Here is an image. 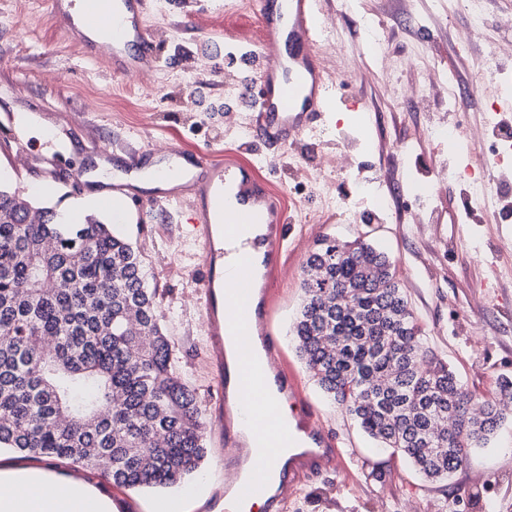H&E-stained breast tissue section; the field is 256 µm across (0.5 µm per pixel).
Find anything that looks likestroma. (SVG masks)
Listing matches in <instances>:
<instances>
[{"label": "stroma", "instance_id": "stroma-1", "mask_svg": "<svg viewBox=\"0 0 512 512\" xmlns=\"http://www.w3.org/2000/svg\"><path fill=\"white\" fill-rule=\"evenodd\" d=\"M146 22L158 37L159 65L144 77L115 76L85 59L75 37L54 31L45 0H0V183L32 206H48L77 222L93 215L111 221L90 175L98 166L92 144L106 146L113 171L126 170L125 147L146 158L170 143L201 151H235L256 164L280 194L296 192L283 270L274 282L272 333L282 360L344 451L351 471L317 473L286 512H512V419L484 448L472 449L442 483H427L408 461L375 448L341 407L310 377L289 336L300 308L303 267L323 238L363 239L385 251L405 289L432 352L448 362L477 396L491 395L498 380L512 379V148L494 168L495 195L482 209L469 206L468 183L445 178V169L473 166L469 143L456 147L427 134V127L461 124L488 136L508 119L499 83L512 78V61H497L500 28L512 0H483L482 36L466 41L469 17L462 0H318L326 42L317 55L329 82H343L317 129L291 146H270L250 130L252 109L243 95L259 69L245 65L259 27L243 0H148ZM383 26L388 58L368 50L370 31ZM415 65H407V57ZM395 80L430 94L427 105L392 100L377 79ZM474 79L478 91L467 111L449 110L447 89L430 93L427 72ZM26 121V140L62 134L55 186L35 183L44 165L19 167L10 150L8 115ZM430 194H420V185ZM344 205H337V197ZM119 231L142 253L157 289L172 348L171 365L195 390L206 424L218 407L219 373L208 360V337L198 303L203 267L190 204L146 202L130 208ZM85 480L126 512H213L224 494V465L208 447L203 470L164 491L112 486L103 476Z\"/></svg>", "mask_w": 512, "mask_h": 512}]
</instances>
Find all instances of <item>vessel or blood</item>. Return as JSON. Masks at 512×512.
<instances>
[{"mask_svg": "<svg viewBox=\"0 0 512 512\" xmlns=\"http://www.w3.org/2000/svg\"><path fill=\"white\" fill-rule=\"evenodd\" d=\"M76 2L79 16L75 19L61 20L63 0H47V9L50 17L60 18V33L78 38L86 58L119 75H143L156 68L155 36L145 24L147 0ZM315 6L316 0H251V10L261 27L258 57L262 61L259 90L252 97V126L275 145L293 143L331 107L332 89L313 51L320 33ZM103 27L112 30V49L108 52L88 36L89 30ZM154 163L182 167L177 178L155 186L154 194L171 205L190 201L197 215L205 269L202 305L204 325L211 337V359L223 362L225 335L236 338L235 367L225 370L222 392H234L236 404L253 430L266 439L267 456H276L281 445L296 438L307 443L294 457L288 477L281 480L277 492H270V477L258 466L240 489L244 498L273 493L274 504L283 506L301 483L326 464L341 461L343 453L313 415H305L299 424L275 418L265 393L269 385H277L283 396L297 401L302 400L303 393L288 370L269 373L256 359V342H263L267 351L278 350L267 327L272 302L261 298L259 288L247 274L225 282L224 245L239 225H266L267 265L275 267L282 256V231L288 222L285 201L260 178L254 164L233 153L201 152L174 144ZM136 196L131 180L116 177L105 203L120 220L127 214L128 201ZM217 433L224 445L225 468L239 466L244 447L233 421L218 423Z\"/></svg>", "mask_w": 512, "mask_h": 512, "instance_id": "vessel-or-blood-1", "label": "vessel or blood"}]
</instances>
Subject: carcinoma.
I'll list each match as a JSON object with an SVG mask.
<instances>
[{
    "mask_svg": "<svg viewBox=\"0 0 512 512\" xmlns=\"http://www.w3.org/2000/svg\"><path fill=\"white\" fill-rule=\"evenodd\" d=\"M301 288L291 339L307 370L423 478L447 479L512 414L511 379L478 398L424 347L384 252L326 238ZM2 448L128 489L177 485L207 453L140 251L94 216L74 224L0 185Z\"/></svg>",
    "mask_w": 512,
    "mask_h": 512,
    "instance_id": "1",
    "label": "carcinoma"
}]
</instances>
